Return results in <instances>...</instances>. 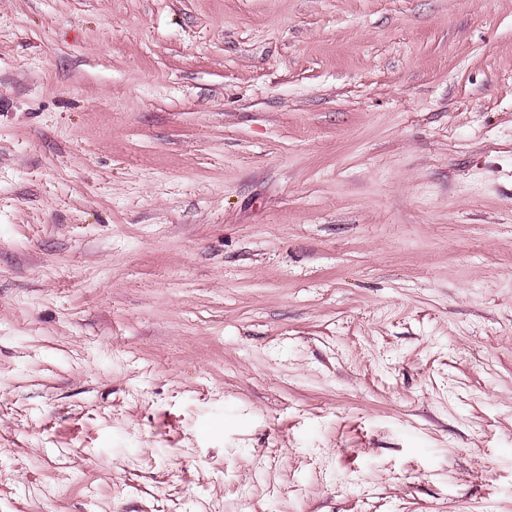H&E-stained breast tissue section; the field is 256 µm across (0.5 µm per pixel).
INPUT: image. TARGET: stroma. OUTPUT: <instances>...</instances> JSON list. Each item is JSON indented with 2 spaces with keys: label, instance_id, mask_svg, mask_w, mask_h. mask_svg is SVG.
Instances as JSON below:
<instances>
[{
  "label": "stroma",
  "instance_id": "35a3bbf8",
  "mask_svg": "<svg viewBox=\"0 0 512 512\" xmlns=\"http://www.w3.org/2000/svg\"><path fill=\"white\" fill-rule=\"evenodd\" d=\"M0 512H512V0H0Z\"/></svg>",
  "mask_w": 512,
  "mask_h": 512
}]
</instances>
